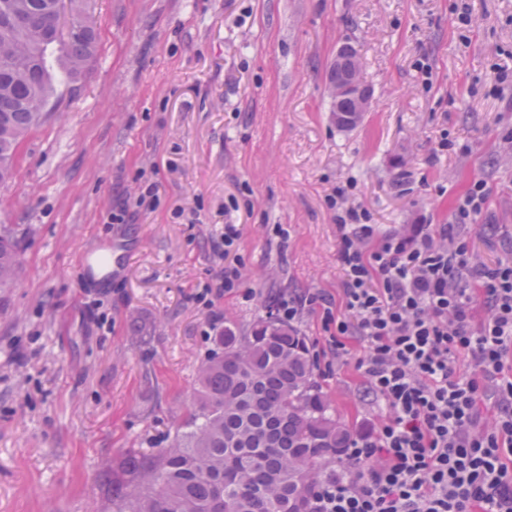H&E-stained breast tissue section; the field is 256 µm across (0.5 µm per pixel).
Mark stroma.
<instances>
[{
  "instance_id": "stroma-1",
  "label": "stroma",
  "mask_w": 512,
  "mask_h": 512,
  "mask_svg": "<svg viewBox=\"0 0 512 512\" xmlns=\"http://www.w3.org/2000/svg\"><path fill=\"white\" fill-rule=\"evenodd\" d=\"M88 3L96 56L0 184L19 244L0 288V512H114L122 460L171 443L225 324L249 329L283 296L342 308L337 188L385 231L453 223L485 179L470 242L512 262V0ZM347 42L373 102L343 129L330 69ZM151 184L153 209L135 208ZM228 224L240 286L207 307ZM116 243L119 277L78 278L85 248ZM324 310L294 325L355 433L378 405L361 343L336 359Z\"/></svg>"
}]
</instances>
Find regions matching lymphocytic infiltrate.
<instances>
[{
	"mask_svg": "<svg viewBox=\"0 0 512 512\" xmlns=\"http://www.w3.org/2000/svg\"><path fill=\"white\" fill-rule=\"evenodd\" d=\"M487 198L474 180L437 231L381 235L363 210L338 216L344 306L324 323L337 356L362 343L357 368L383 412L316 486L313 512H512V263L476 262L463 232Z\"/></svg>",
	"mask_w": 512,
	"mask_h": 512,
	"instance_id": "f902f5d3",
	"label": "lymphocytic infiltrate"
}]
</instances>
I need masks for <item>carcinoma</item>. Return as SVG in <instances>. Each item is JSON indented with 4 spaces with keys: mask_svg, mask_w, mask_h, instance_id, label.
Here are the masks:
<instances>
[{
    "mask_svg": "<svg viewBox=\"0 0 512 512\" xmlns=\"http://www.w3.org/2000/svg\"><path fill=\"white\" fill-rule=\"evenodd\" d=\"M65 0H0V183L11 179L21 139L38 127L53 97L47 58L56 43L64 79L85 72L98 47L93 27L64 24ZM357 83L360 54L344 46ZM18 240L0 228V288L14 281ZM192 409L172 443L135 454L122 512H312L314 487L336 476L351 433L316 380L307 337L268 309L243 332L214 337Z\"/></svg>",
    "mask_w": 512,
    "mask_h": 512,
    "instance_id": "1",
    "label": "carcinoma"
}]
</instances>
